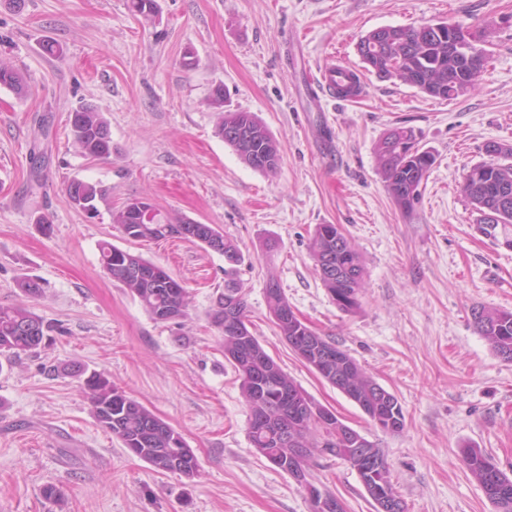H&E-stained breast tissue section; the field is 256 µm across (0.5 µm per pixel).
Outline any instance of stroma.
Wrapping results in <instances>:
<instances>
[{
    "label": "stroma",
    "mask_w": 512,
    "mask_h": 512,
    "mask_svg": "<svg viewBox=\"0 0 512 512\" xmlns=\"http://www.w3.org/2000/svg\"><path fill=\"white\" fill-rule=\"evenodd\" d=\"M128 4L0 0V62L27 88L0 86V306L27 303L52 326L36 352L0 363V512H310L305 489L248 438L240 380L209 316L223 255L177 238L127 240L111 213L132 198L237 244L249 330L382 448L408 512H494L460 450L485 449L512 477V363L471 317L512 311V244L480 231L462 185L487 144L512 146V0H157L149 21ZM439 20L491 33L486 70L456 100L373 73L357 101L311 98L318 68L360 65L361 36ZM47 40L62 56L44 54ZM218 86L225 109L254 113L279 141L277 174L252 169L218 135ZM84 105L109 123L108 158L73 144L69 115ZM395 127L414 129L435 157L408 213L375 155ZM75 179L104 189L95 214L70 201ZM319 224L340 225L360 255L355 311L340 310L315 271ZM103 241L179 280L188 318L151 319L103 270ZM271 278L302 321L397 397L400 432L382 431L292 352L268 313ZM24 280L42 295L25 297ZM93 372L183 435L199 462L193 480L155 472L96 422L84 391ZM310 474L346 512H374L342 459L315 454ZM47 484L59 499L43 496Z\"/></svg>",
    "instance_id": "obj_1"
}]
</instances>
